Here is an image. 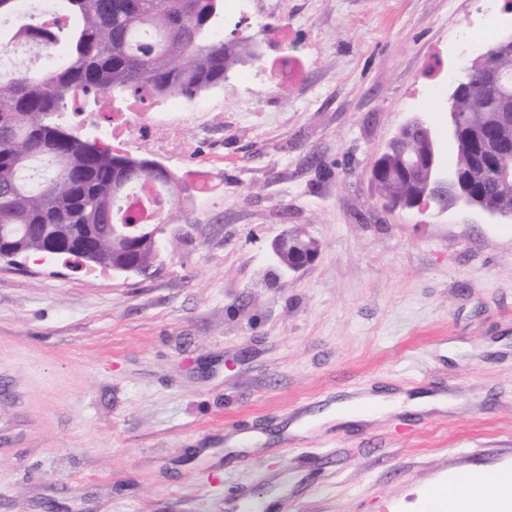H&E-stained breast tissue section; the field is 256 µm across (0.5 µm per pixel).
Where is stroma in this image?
Masks as SVG:
<instances>
[{"label": "stroma", "mask_w": 512, "mask_h": 512, "mask_svg": "<svg viewBox=\"0 0 512 512\" xmlns=\"http://www.w3.org/2000/svg\"><path fill=\"white\" fill-rule=\"evenodd\" d=\"M482 0H247L225 29L263 56L188 102L180 136L115 148L212 188L168 221L156 274L0 262V512H436L461 470L512 466V222L384 208L371 170L396 128L448 120L485 44ZM261 16V26L251 25ZM126 96L67 112L84 139ZM299 227L315 262L281 274ZM364 393L444 410L308 429ZM276 266L282 273L297 272L315 261L319 246L301 228L285 230L272 246Z\"/></svg>", "instance_id": "35a3bbf8"}]
</instances>
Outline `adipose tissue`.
<instances>
[{
	"label": "adipose tissue",
	"mask_w": 512,
	"mask_h": 512,
	"mask_svg": "<svg viewBox=\"0 0 512 512\" xmlns=\"http://www.w3.org/2000/svg\"><path fill=\"white\" fill-rule=\"evenodd\" d=\"M509 492H512V469L505 468L487 480L467 472L459 474L436 488L432 497L445 512H505V495Z\"/></svg>",
	"instance_id": "ef3b65f1"
}]
</instances>
